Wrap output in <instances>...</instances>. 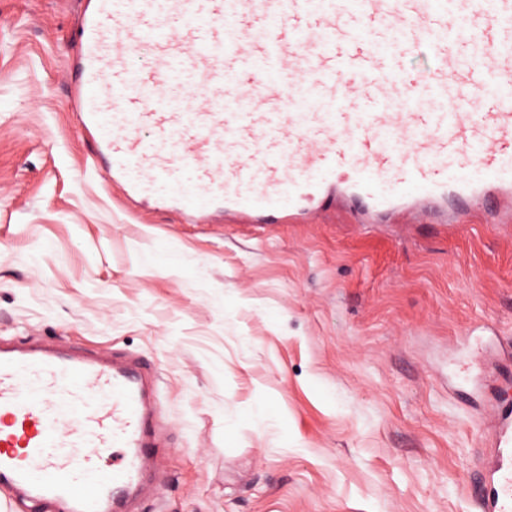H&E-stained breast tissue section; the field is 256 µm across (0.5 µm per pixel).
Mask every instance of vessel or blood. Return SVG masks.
<instances>
[{
  "mask_svg": "<svg viewBox=\"0 0 512 512\" xmlns=\"http://www.w3.org/2000/svg\"><path fill=\"white\" fill-rule=\"evenodd\" d=\"M78 126L129 200L196 224L512 215V0H84ZM427 46L432 65L403 58ZM133 357L0 342V486L30 512H131L158 457ZM483 512H512V408Z\"/></svg>",
  "mask_w": 512,
  "mask_h": 512,
  "instance_id": "b4317fda",
  "label": "vessel or blood"
}]
</instances>
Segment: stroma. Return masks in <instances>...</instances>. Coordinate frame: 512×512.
<instances>
[{"mask_svg":"<svg viewBox=\"0 0 512 512\" xmlns=\"http://www.w3.org/2000/svg\"><path fill=\"white\" fill-rule=\"evenodd\" d=\"M80 11L0 0V338L151 367L161 482L137 512H481L512 223L142 211L73 114Z\"/></svg>","mask_w":512,"mask_h":512,"instance_id":"35a3bbf8","label":"stroma"}]
</instances>
